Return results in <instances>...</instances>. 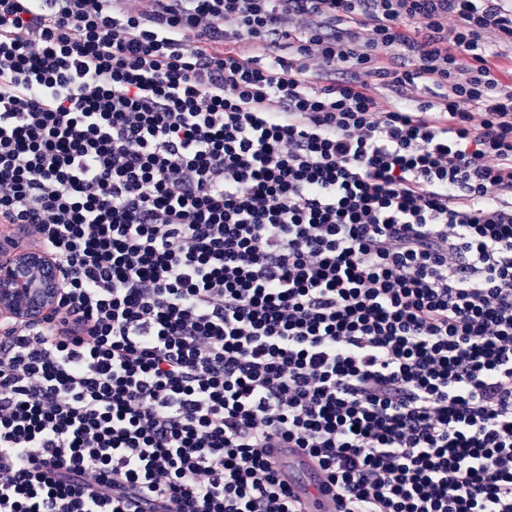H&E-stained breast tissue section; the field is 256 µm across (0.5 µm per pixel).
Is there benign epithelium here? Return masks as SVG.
I'll list each match as a JSON object with an SVG mask.
<instances>
[{"label": "benign epithelium", "instance_id": "1", "mask_svg": "<svg viewBox=\"0 0 512 512\" xmlns=\"http://www.w3.org/2000/svg\"><path fill=\"white\" fill-rule=\"evenodd\" d=\"M60 288L58 267L38 251L0 260V315L40 321L55 307Z\"/></svg>", "mask_w": 512, "mask_h": 512}]
</instances>
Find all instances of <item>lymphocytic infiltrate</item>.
Wrapping results in <instances>:
<instances>
[{
	"label": "lymphocytic infiltrate",
	"instance_id": "f902f5d3",
	"mask_svg": "<svg viewBox=\"0 0 512 512\" xmlns=\"http://www.w3.org/2000/svg\"><path fill=\"white\" fill-rule=\"evenodd\" d=\"M506 2L0 0V512H512ZM60 288L58 267L38 251L0 260V315L40 321L55 307ZM268 457L273 462V464L278 465L281 460H283L285 467V473L281 474V478L288 484V468L292 469H301L306 464L307 461L305 458L298 455L288 454V448H268ZM294 493H299L302 501L308 507L309 512H336V498L330 492H318L314 487L298 491L291 486Z\"/></svg>",
	"mask_w": 512,
	"mask_h": 512
}]
</instances>
